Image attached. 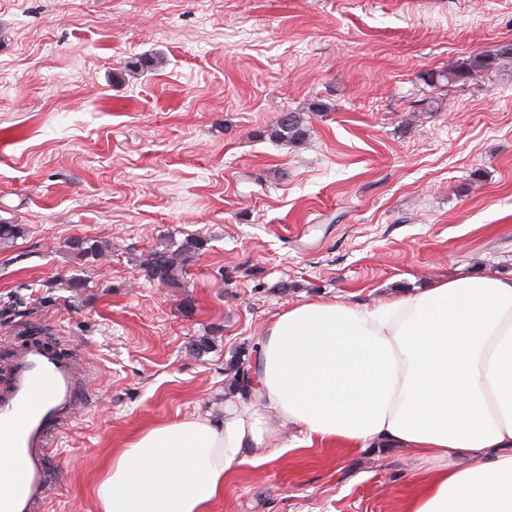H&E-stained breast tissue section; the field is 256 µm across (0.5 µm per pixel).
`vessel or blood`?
I'll return each instance as SVG.
<instances>
[{"label": "vessel or blood", "mask_w": 512, "mask_h": 512, "mask_svg": "<svg viewBox=\"0 0 512 512\" xmlns=\"http://www.w3.org/2000/svg\"><path fill=\"white\" fill-rule=\"evenodd\" d=\"M92 365L55 336H37L9 350L0 375V447L18 465L5 477L0 512H44L58 490L52 444L84 406Z\"/></svg>", "instance_id": "obj_1"}]
</instances>
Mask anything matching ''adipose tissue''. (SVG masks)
I'll return each instance as SVG.
<instances>
[{
    "mask_svg": "<svg viewBox=\"0 0 512 512\" xmlns=\"http://www.w3.org/2000/svg\"><path fill=\"white\" fill-rule=\"evenodd\" d=\"M252 392L215 422L154 426L113 454L99 512H206L246 450L409 449L403 512H512V277L441 279L379 305L309 300L266 325Z\"/></svg>",
    "mask_w": 512,
    "mask_h": 512,
    "instance_id": "1",
    "label": "adipose tissue"
}]
</instances>
